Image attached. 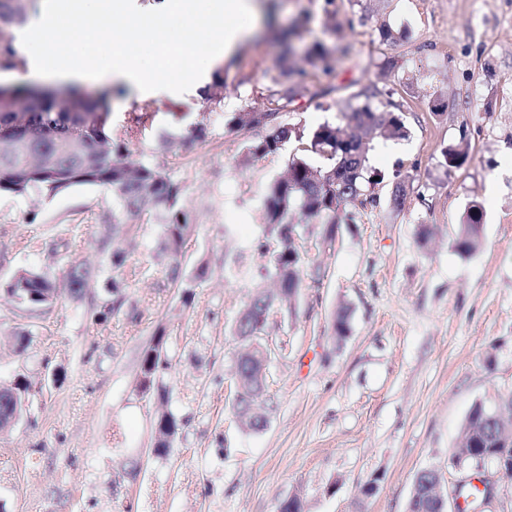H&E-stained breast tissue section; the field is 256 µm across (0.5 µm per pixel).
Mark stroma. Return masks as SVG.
Masks as SVG:
<instances>
[{
    "instance_id": "35a3bbf8",
    "label": "stroma",
    "mask_w": 512,
    "mask_h": 512,
    "mask_svg": "<svg viewBox=\"0 0 512 512\" xmlns=\"http://www.w3.org/2000/svg\"><path fill=\"white\" fill-rule=\"evenodd\" d=\"M259 2V34L220 69L221 105L206 87L154 100L131 147L182 189L191 229L179 282L159 250L161 209L115 226L116 201L98 186L0 192V386L30 387L22 418L0 432V512H277L292 495L303 512H406L421 470L451 489L465 480L448 456L471 408L512 396V0ZM383 26L399 40H382ZM316 43L336 64L312 71L317 96L295 102L291 120L340 121L351 94L379 89V111L402 114L408 135L371 140L369 161L398 173L407 193L396 209L391 182L379 185L377 204L340 212L330 243L320 220L300 224L305 277L259 338L269 408L251 431L233 409L234 331L262 261L266 188L289 154L240 164L244 139L224 120L267 106L282 53L300 61ZM199 122L204 138L182 141ZM458 143L466 162L440 166ZM475 203L483 244L463 257L453 242ZM425 225L435 234L424 243ZM76 262L93 271L78 298L63 290ZM23 269L46 273L59 299L12 301L3 289ZM116 278L124 302L101 316ZM20 330L29 342L18 353ZM158 337L162 365L143 393L142 352ZM162 409L180 427L160 455ZM373 478L377 492L363 496Z\"/></svg>"
}]
</instances>
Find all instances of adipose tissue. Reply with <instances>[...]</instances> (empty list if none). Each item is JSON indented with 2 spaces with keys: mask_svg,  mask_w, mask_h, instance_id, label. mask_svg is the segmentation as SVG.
<instances>
[{
  "mask_svg": "<svg viewBox=\"0 0 512 512\" xmlns=\"http://www.w3.org/2000/svg\"><path fill=\"white\" fill-rule=\"evenodd\" d=\"M193 11L197 30L212 33L203 65L184 61L182 79L171 77V68L165 59L144 64L129 49L132 33L141 25L157 28L160 15L143 12L137 4H129L120 23L108 25L114 11L111 0H90L71 16L69 25L75 32L91 36L111 35L120 51L111 63L101 65L79 56H60L54 31L56 24L55 0H45L43 14L32 29L15 30V46L26 60V77L32 81H50L56 84L94 85L116 81L129 86L136 93L157 96L159 92L175 95L185 89L202 88L214 70L221 67L248 38L255 25L253 0H224L220 11L200 6L199 0H164L162 12Z\"/></svg>",
  "mask_w": 512,
  "mask_h": 512,
  "instance_id": "obj_1",
  "label": "adipose tissue"
}]
</instances>
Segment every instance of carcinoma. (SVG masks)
Returning a JSON list of instances; mask_svg holds the SVG:
<instances>
[{
  "mask_svg": "<svg viewBox=\"0 0 512 512\" xmlns=\"http://www.w3.org/2000/svg\"><path fill=\"white\" fill-rule=\"evenodd\" d=\"M39 0H0V67L18 68L24 65L18 54L13 30L24 23L29 14L37 12ZM311 66L328 73L332 70L329 51L316 44L307 51ZM274 90L269 95V106L260 110L244 105L232 113L227 126L246 136L241 161L244 163L280 153L285 145L296 144L286 168L273 180L265 195L266 233L279 244L269 265L279 272L278 288L284 297L273 290L256 292L248 304L249 311L235 327L238 339L250 345L264 331L271 300L284 302L301 286V260L294 247L297 225L288 223V214L294 208L320 217L326 227L324 233L332 240L336 234V213L357 201L360 205L377 204V196L369 188L384 182L385 174L369 165L367 143L353 137H342L343 126L326 121L316 127L302 122L283 120L293 104L304 98L313 99L307 74L285 61L269 74ZM380 94L376 88H367L354 95L355 106L344 114L364 128L370 137L402 139L407 127L399 115L382 117L373 99ZM108 92L97 95H79L61 105L50 97L43 98L28 113L31 127L46 132V138L33 144L12 131L14 113L11 104L0 103V192L23 194L37 189L57 195L74 186L95 185L115 197L126 213L136 214L146 203L166 212L163 251L177 260L189 229L186 214L178 208L181 187L148 161L132 159L130 146L142 141L152 104L145 102L140 115L119 131L109 126V112L105 106ZM443 167L459 168L467 158L465 150L452 146L442 151ZM483 208L469 207L454 240L455 250L466 256L476 253L482 245ZM91 277V269L73 264L66 273V288L73 296L84 293ZM5 293L19 296L34 308L48 307L58 297V288L47 275L36 270H21L7 284ZM162 351V339L145 349L140 372L155 377ZM253 358L241 354L236 360V381L243 397L235 405L247 428H264L266 417L261 407L265 386L257 385ZM27 386L16 383V394H0V412L5 413L22 403ZM461 448L472 449L473 457L465 460L471 481L463 494L473 498V506L481 504L483 492L473 481L481 480L479 462L486 459L505 468L512 476V422L501 427L494 422L489 410L481 403L472 407L460 431Z\"/></svg>",
  "mask_w": 512,
  "mask_h": 512,
  "instance_id": "obj_1",
  "label": "carcinoma"
}]
</instances>
